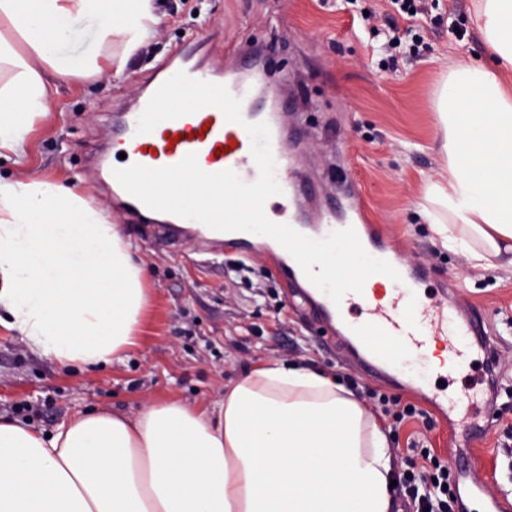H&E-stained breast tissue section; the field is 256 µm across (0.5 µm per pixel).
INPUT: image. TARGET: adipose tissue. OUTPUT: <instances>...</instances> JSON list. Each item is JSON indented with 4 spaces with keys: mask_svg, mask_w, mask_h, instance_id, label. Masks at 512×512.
Masks as SVG:
<instances>
[{
    "mask_svg": "<svg viewBox=\"0 0 512 512\" xmlns=\"http://www.w3.org/2000/svg\"><path fill=\"white\" fill-rule=\"evenodd\" d=\"M498 71L454 63L421 213L474 266L512 269V0H475ZM105 61L77 53L76 23ZM160 22L157 0H0V160L70 77L122 71ZM149 305L120 225L74 186L0 176V328L60 366L122 361ZM393 455L352 391L303 366H255L217 406L77 413L52 433L0 420V512H392Z\"/></svg>",
    "mask_w": 512,
    "mask_h": 512,
    "instance_id": "ef3b65f1",
    "label": "adipose tissue"
}]
</instances>
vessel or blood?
<instances>
[{"label":"vessel or blood","instance_id":"b4317fda","mask_svg":"<svg viewBox=\"0 0 512 512\" xmlns=\"http://www.w3.org/2000/svg\"><path fill=\"white\" fill-rule=\"evenodd\" d=\"M261 55L257 52H232L224 66L223 85L233 96L242 91L236 80L238 73L258 70ZM149 101L139 95L132 111L124 113L119 132L113 140L114 153L125 154L127 161L158 168L180 162L193 153L202 170L216 173L235 171L247 183L255 182L259 171L251 156V140L243 125L227 122L222 112L206 107L196 113L159 123L148 134L136 131L137 120ZM270 137L276 161V179L283 198L294 197L297 191L295 174L298 155L288 154L283 145L282 128L270 122ZM348 205L342 215L317 213L290 224L301 233L322 239L332 231L353 227L366 251L373 257L391 263L402 279L391 282L386 300L356 303L354 293L344 295L341 304H333L304 275L290 254L278 262L279 275L285 286L301 289L316 321L323 327L336 330L348 353L365 373L391 385L415 387L443 422H453L460 398L450 393L442 381L447 368L427 361V351L441 347L447 351L456 368H465L472 348L484 354L489 368L497 366L496 339L489 334L483 317L475 312L464 314L444 300L428 299L422 291L428 272L425 267L410 265L398 250L380 242L369 226L359 203L357 189L346 195ZM206 242L216 248H245L252 244L269 246V237L248 232H222L205 229ZM398 344L400 353H393L391 344ZM453 490L458 512H467L470 499L482 492L481 486L469 479V472L456 468Z\"/></svg>","mask_w":512,"mask_h":512}]
</instances>
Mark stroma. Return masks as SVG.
Listing matches in <instances>:
<instances>
[{
	"mask_svg": "<svg viewBox=\"0 0 512 512\" xmlns=\"http://www.w3.org/2000/svg\"><path fill=\"white\" fill-rule=\"evenodd\" d=\"M453 6L439 0L436 10L410 20L390 0H161L165 17L155 39L121 77L60 83L52 111L28 135L24 166L1 161L0 174L70 181L83 190L143 260L150 303L139 346L111 365L65 368L0 329V416L49 432L101 406L127 414L150 401L212 406L225 385L266 361L336 377L363 400L382 389L339 341L324 339L296 292L277 278L270 252L253 253L242 276L228 275L240 252L214 255L195 235L167 236L160 221L122 210L100 178L99 165L112 153L114 113L149 89L157 68L176 54L209 71L223 63L225 46L263 48L270 94L288 115V143L307 148L301 178L319 187L307 208L319 212L324 200L340 198L341 185L358 184L378 232L426 266L428 294L447 282L449 303L495 325L512 321V270L473 267L464 253L443 248L419 214L424 183L441 173L434 152L441 84L455 59L491 63L476 29L454 33ZM364 7L399 29L416 27L419 55L382 72L383 39L364 28ZM499 366V392L481 406L495 428L477 443L472 475L491 493L512 495V334L500 339ZM449 429L433 414L395 424L389 435L397 473L424 451L447 460Z\"/></svg>",
	"mask_w": 512,
	"mask_h": 512,
	"instance_id": "35a3bbf8",
	"label": "stroma"
}]
</instances>
